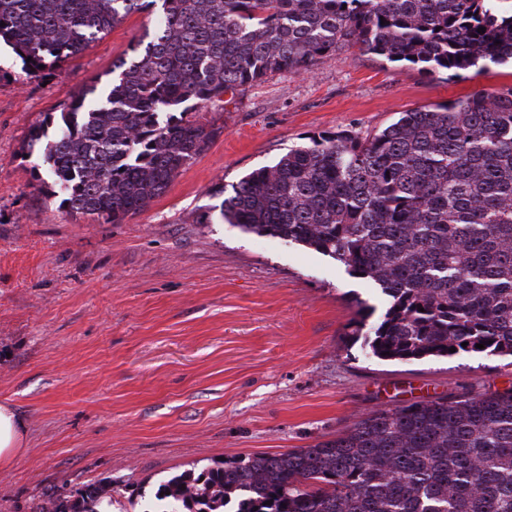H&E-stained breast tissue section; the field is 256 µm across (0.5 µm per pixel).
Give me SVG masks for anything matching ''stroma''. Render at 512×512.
<instances>
[{
    "mask_svg": "<svg viewBox=\"0 0 512 512\" xmlns=\"http://www.w3.org/2000/svg\"><path fill=\"white\" fill-rule=\"evenodd\" d=\"M156 19L132 14L43 82L0 48V403L27 424L0 466V512H38L51 488L105 477L126 512L222 457L303 448L380 408L512 388L511 356L370 357L351 331L386 310L372 281L304 245L197 221L221 204L215 187L291 146L510 87L512 66L430 76L338 51L194 113L218 135L144 211L73 218L37 191L29 130L109 79Z\"/></svg>",
    "mask_w": 512,
    "mask_h": 512,
    "instance_id": "1",
    "label": "stroma"
}]
</instances>
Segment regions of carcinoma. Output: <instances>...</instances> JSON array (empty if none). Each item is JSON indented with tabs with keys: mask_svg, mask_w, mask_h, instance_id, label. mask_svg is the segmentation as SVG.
Returning <instances> with one entry per match:
<instances>
[{
	"mask_svg": "<svg viewBox=\"0 0 512 512\" xmlns=\"http://www.w3.org/2000/svg\"><path fill=\"white\" fill-rule=\"evenodd\" d=\"M158 1L109 86L30 129L38 190L71 216L123 223L220 133L189 114L346 47L429 75L512 62V0H0V40L36 80ZM214 193L222 221L379 285L382 319L352 332L370 356L512 355V87L403 112L362 139L321 134ZM112 499L107 477L48 494L40 512H112ZM155 500L160 512H512V389L378 409L309 448L185 470Z\"/></svg>",
	"mask_w": 512,
	"mask_h": 512,
	"instance_id": "cac0c4a2",
	"label": "carcinoma"
}]
</instances>
